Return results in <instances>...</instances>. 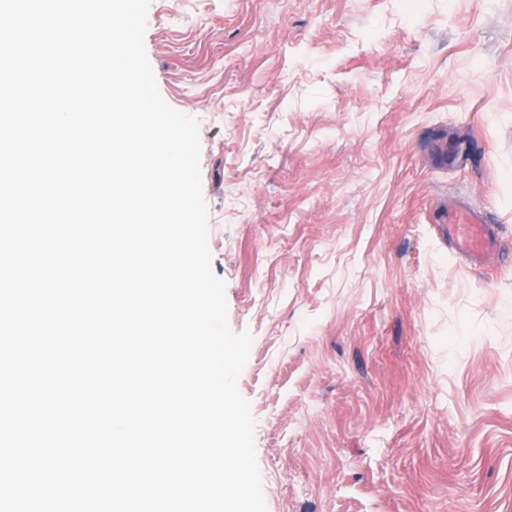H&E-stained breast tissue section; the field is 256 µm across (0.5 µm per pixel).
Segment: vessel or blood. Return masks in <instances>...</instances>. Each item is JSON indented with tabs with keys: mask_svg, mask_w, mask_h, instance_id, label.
I'll return each mask as SVG.
<instances>
[{
	"mask_svg": "<svg viewBox=\"0 0 512 512\" xmlns=\"http://www.w3.org/2000/svg\"><path fill=\"white\" fill-rule=\"evenodd\" d=\"M448 239L456 250L475 264L484 263L499 246L495 225L456 201L448 203Z\"/></svg>",
	"mask_w": 512,
	"mask_h": 512,
	"instance_id": "obj_1",
	"label": "vessel or blood"
}]
</instances>
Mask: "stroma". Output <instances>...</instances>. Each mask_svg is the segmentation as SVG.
<instances>
[{
    "label": "stroma",
    "mask_w": 512,
    "mask_h": 512,
    "mask_svg": "<svg viewBox=\"0 0 512 512\" xmlns=\"http://www.w3.org/2000/svg\"><path fill=\"white\" fill-rule=\"evenodd\" d=\"M144 46L199 122L267 512H512V0H150ZM448 240L473 264H483L499 246L496 226L460 203L448 201Z\"/></svg>",
    "instance_id": "obj_1"
}]
</instances>
